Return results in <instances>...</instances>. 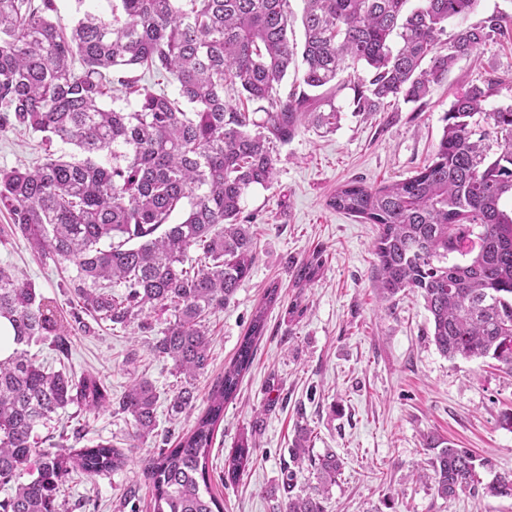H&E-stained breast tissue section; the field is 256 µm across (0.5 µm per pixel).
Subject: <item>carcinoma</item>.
<instances>
[{
  "label": "carcinoma",
  "mask_w": 512,
  "mask_h": 512,
  "mask_svg": "<svg viewBox=\"0 0 512 512\" xmlns=\"http://www.w3.org/2000/svg\"><path fill=\"white\" fill-rule=\"evenodd\" d=\"M107 2L67 27L53 17L55 0H0V130H25L43 151L34 170H0V206L13 220L0 235L22 236L75 270L67 286L81 326L85 313L148 330L145 311H171L151 350L185 376L169 404L176 418L196 409L192 380L211 365L208 316L224 310L254 266L241 202L252 187L272 184L274 146L306 122L336 128L345 88L358 113L420 101L458 59L505 35L509 19L492 14L462 26L444 48L448 21L479 0H419L410 12L409 0H302L299 44L289 36L290 0ZM299 63L302 82L290 88L284 80ZM351 63L366 76L337 82ZM137 67L171 78L177 96L146 92L131 108L105 105L107 92L127 93L134 79L125 73ZM494 89L490 81L457 95L433 156L413 175L372 187L351 182L329 206L377 226V287L385 298L408 291L423 299L442 355L493 359L512 373V208H504L512 200V104L486 109ZM227 90L266 103L263 116L229 104ZM177 210L184 219L169 223ZM279 298L274 283L194 427L145 462L153 512H224L211 490L210 448L264 336L266 309ZM0 318L15 343L0 361V488L8 489L0 512H58L64 481H91L125 457L104 442L68 453L41 448L33 431L70 405L100 409L111 403L109 390L93 375L28 356L24 346L40 338L68 354V332L56 307L2 265ZM158 398L140 378L114 402L132 419L135 440L154 437ZM310 436L297 430L290 461L315 472L318 485L305 494L287 486L283 512H326L341 474L335 453L310 454ZM425 448L440 498L476 489L473 454L433 436ZM253 452L241 436L224 461V484L240 478ZM484 494L512 498V473L496 476Z\"/></svg>",
  "instance_id": "cac0c4a2"
}]
</instances>
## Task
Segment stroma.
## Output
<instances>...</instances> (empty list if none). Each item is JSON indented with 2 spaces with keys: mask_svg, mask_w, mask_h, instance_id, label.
<instances>
[{
  "mask_svg": "<svg viewBox=\"0 0 512 512\" xmlns=\"http://www.w3.org/2000/svg\"><path fill=\"white\" fill-rule=\"evenodd\" d=\"M491 79L499 85L487 108L512 103V38L487 42L458 60L417 103L399 100L378 112L354 113L347 108L351 90H342L336 130L302 125L276 148L273 184L245 197L241 218L253 230L255 264L230 304L211 318L213 363L194 382L197 407H204L233 359L270 284H278L280 298L266 312V332L236 399L224 406L210 450L212 489L224 512H281L282 487L289 481L296 490H311L316 479L309 471L288 474L300 425L311 429L314 453L330 449L343 461L327 512H512L510 498L470 491L440 498L428 465L432 453L423 446L430 434L470 449L485 484L512 472V430L500 424L502 413L512 410V376L480 359L443 356L420 296L402 292L382 299L373 254L376 226L328 204L345 183L376 186L413 175L433 154L456 95ZM41 155L35 136L0 131V168L31 169ZM315 255L322 261L316 278L296 284L295 264ZM0 265L12 267L55 304L61 321H69L68 271L40 258L20 236L0 244ZM145 316L152 324L148 333L90 322L88 332H74L65 358L46 340L28 347L46 368L102 379L113 398L136 378L151 381L159 395L157 437L144 443L134 441L130 419L108 407L85 412L71 405L35 428L46 445L79 449L103 440L126 457L120 469L95 481L70 480L59 512H153L148 494L132 507L126 492L143 482V463L158 452L162 437L177 440L193 425L168 413L184 376L151 352L155 333L171 315L149 310ZM247 433L254 460L236 484L223 485L224 460Z\"/></svg>",
  "mask_w": 512,
  "mask_h": 512,
  "instance_id": "1",
  "label": "stroma"
}]
</instances>
